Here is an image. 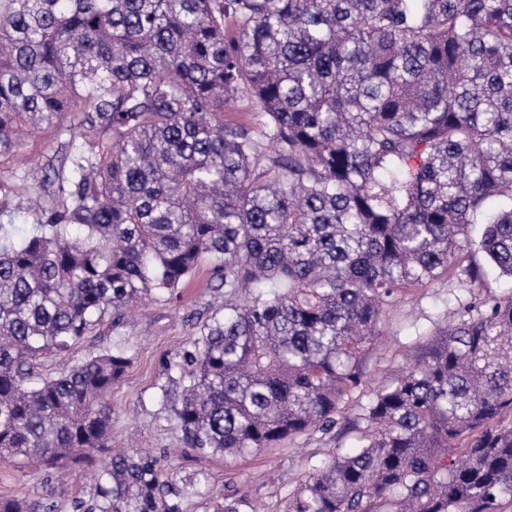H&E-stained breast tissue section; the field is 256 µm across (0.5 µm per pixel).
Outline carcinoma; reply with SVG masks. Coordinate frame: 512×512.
I'll list each match as a JSON object with an SVG mask.
<instances>
[{"label":"carcinoma","mask_w":512,"mask_h":512,"mask_svg":"<svg viewBox=\"0 0 512 512\" xmlns=\"http://www.w3.org/2000/svg\"><path fill=\"white\" fill-rule=\"evenodd\" d=\"M237 99L257 126L224 124ZM24 127L69 135L68 166L44 175L45 223L20 242L0 224L1 458L101 453L78 512H184L203 480L108 453L128 347L53 377L36 357L211 259L224 306L159 395L188 447L350 438L285 512L512 506V290L344 415L399 294L481 286L474 247L512 280V0H0V155ZM215 512L256 509L228 494Z\"/></svg>","instance_id":"1"}]
</instances>
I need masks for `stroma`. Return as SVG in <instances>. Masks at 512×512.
Returning a JSON list of instances; mask_svg holds the SVG:
<instances>
[{
	"mask_svg": "<svg viewBox=\"0 0 512 512\" xmlns=\"http://www.w3.org/2000/svg\"><path fill=\"white\" fill-rule=\"evenodd\" d=\"M65 151L64 138L48 129L29 137L19 151L0 156V187L27 186L0 210L1 223L18 225L26 232L45 220L56 188L43 184L44 167ZM511 291L512 280L490 267L475 295L450 280L403 296L382 316L380 344L366 359L368 388L388 382L404 366L417 337H429L444 313L455 312L460 302L471 298L479 302ZM223 301L224 291L215 285L211 264L203 263L184 288L143 300L126 310L120 323H113L111 315L102 316L67 352L47 358L45 370L59 372L113 342L125 343L132 363L110 395L117 446L155 451L176 487L205 478L203 492L187 499V512H213L214 501L223 500L230 490L263 512H284L289 496L305 476L330 458L337 446L335 434L302 436L244 455L206 453L183 444L173 411L162 409L159 403L160 386L178 374L173 367L178 354L189 348L197 328ZM97 464L93 458L48 474L22 467L19 460L0 458V498L22 493L34 502L55 504L56 512H73L74 501L87 497L88 474Z\"/></svg>",
	"mask_w": 512,
	"mask_h": 512,
	"instance_id": "stroma-1",
	"label": "stroma"
}]
</instances>
